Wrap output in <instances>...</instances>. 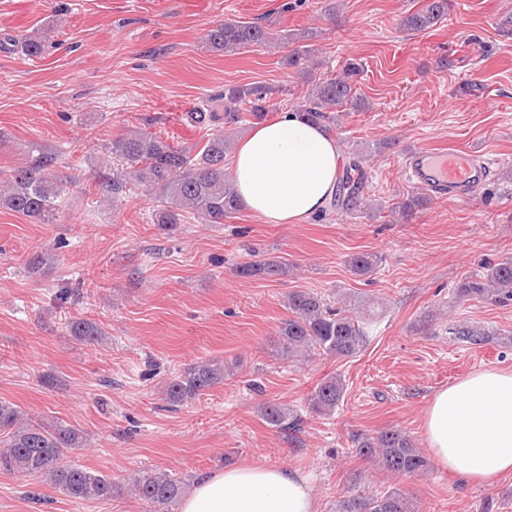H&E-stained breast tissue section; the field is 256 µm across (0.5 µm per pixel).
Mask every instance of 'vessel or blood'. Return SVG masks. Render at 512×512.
I'll use <instances>...</instances> for the list:
<instances>
[{
  "label": "vessel or blood",
  "mask_w": 512,
  "mask_h": 512,
  "mask_svg": "<svg viewBox=\"0 0 512 512\" xmlns=\"http://www.w3.org/2000/svg\"><path fill=\"white\" fill-rule=\"evenodd\" d=\"M403 171L408 180L435 196L466 201L487 183L492 167L475 151L420 148L407 155Z\"/></svg>",
  "instance_id": "1"
}]
</instances>
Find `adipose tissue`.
Instances as JSON below:
<instances>
[{
	"mask_svg": "<svg viewBox=\"0 0 512 512\" xmlns=\"http://www.w3.org/2000/svg\"><path fill=\"white\" fill-rule=\"evenodd\" d=\"M340 153L299 112L279 113L238 144L232 177L241 205L269 224H300L330 204ZM436 465L472 485L512 473V372L482 369L431 399L424 419ZM179 512H317L310 475L261 461L217 470L184 495Z\"/></svg>",
	"mask_w": 512,
	"mask_h": 512,
	"instance_id": "ef3b65f1",
	"label": "adipose tissue"
}]
</instances>
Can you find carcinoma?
Segmentation results:
<instances>
[{
  "label": "carcinoma",
  "mask_w": 512,
  "mask_h": 512,
  "mask_svg": "<svg viewBox=\"0 0 512 512\" xmlns=\"http://www.w3.org/2000/svg\"><path fill=\"white\" fill-rule=\"evenodd\" d=\"M448 9V0H429L428 5L406 17L404 25L411 30L433 27ZM315 33L283 31L274 34L257 22L221 21L204 37L212 52L230 53L249 46L279 50L290 44L296 48L284 56L285 65L302 74H310L305 66L310 50L304 42ZM46 41L45 32L37 29L26 35L22 50L28 57L41 56ZM359 64L351 62L341 76L320 79L311 84L302 109L306 118L326 124L332 108L358 109L362 100L353 87L359 74ZM269 90L251 84L238 85L224 91V103L207 100L209 112H188L186 120L196 124L241 122L242 112L261 120L269 112ZM224 106V111L217 108ZM230 147L226 133L212 135L198 149L175 148L157 133L134 130L113 139L106 150L121 166L112 169L107 188L118 195L129 185L145 186L157 191L161 207L153 210L152 221L167 230L183 223L193 214L208 224H222L240 208L231 179L224 170V158ZM55 158L44 153L32 156L16 168L6 193L0 192V208H6L34 222L51 224L60 209L65 183L55 174ZM361 160L352 162L343 175L336 206L345 212H359L366 207ZM350 271L357 276H369L378 267V256L357 253L347 259ZM243 278L284 276L288 264L276 257L257 256L237 268ZM459 300L480 299L493 303L512 302V258L486 269L483 275L470 276L455 288ZM363 300L349 299L336 307L318 293L293 290L288 293V317L280 321L278 336L281 346L276 357H307L317 350L327 356L352 358L366 347L369 336L366 316L360 311ZM72 335L84 342L102 338L97 325L74 321ZM448 333L463 343L480 345L489 341L491 332L466 322L448 327ZM224 382V361H198L166 383L165 395L172 406L198 399L211 388ZM345 394V383L339 375L321 380L308 399L311 412L330 416ZM265 424L292 434L301 430L304 420L294 408L285 404L265 403L260 408ZM356 453L379 469L397 475H423L431 464L427 455L416 447L403 431L389 428L374 433L358 432L351 437ZM84 446L83 436L59 421L34 419L16 404L0 400V470L40 478L77 501L110 500L126 490L145 505L144 512H163L186 491L184 481L167 473H143L119 485L112 477L93 471L65 459V451ZM336 512H418L414 502L397 490L363 496L353 493L338 501Z\"/></svg>",
  "instance_id": "1"
}]
</instances>
